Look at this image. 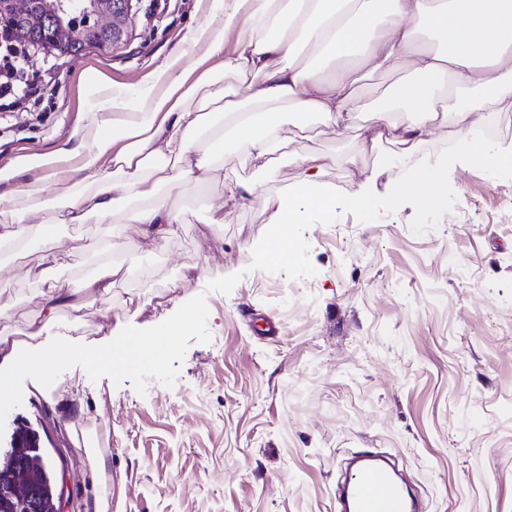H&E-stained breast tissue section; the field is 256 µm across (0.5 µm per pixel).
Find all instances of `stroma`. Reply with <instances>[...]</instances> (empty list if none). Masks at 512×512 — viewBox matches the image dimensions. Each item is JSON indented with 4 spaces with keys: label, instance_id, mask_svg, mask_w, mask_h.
Returning a JSON list of instances; mask_svg holds the SVG:
<instances>
[{
    "label": "stroma",
    "instance_id": "1",
    "mask_svg": "<svg viewBox=\"0 0 512 512\" xmlns=\"http://www.w3.org/2000/svg\"><path fill=\"white\" fill-rule=\"evenodd\" d=\"M223 25L222 0H135L120 43L76 55L40 50L49 77L42 118L0 114V167L31 152L61 161L1 184L0 199L20 202L31 181L53 196L78 165L74 132L101 117L90 95L98 74L125 94L123 118L143 115L163 62L180 56L196 75L237 51L234 35L223 34L220 56L195 37ZM282 119L280 151L245 161L226 150L214 177L165 197L181 216L165 245L114 214L126 230L113 237L112 258L124 269L107 298L46 321L30 276L39 247L0 262V333L25 349L56 337L100 346L201 294L211 334L190 340L173 387L151 379L142 395L107 377L77 388L66 372L49 387L25 380L5 433L24 425L39 434L66 487L62 512H336L344 460L361 450L393 459L422 512H512V179L455 164V206L423 234L411 230L409 205L369 223L343 214L304 234L315 276L253 271L271 213L300 180L301 156H325L322 183L348 195L378 160L360 141L370 113L347 128L291 112ZM236 183L255 186V198L206 223L207 207L222 206ZM102 230L60 228V281L97 274L89 243ZM235 273L230 294L208 291ZM91 427L93 460L75 443Z\"/></svg>",
    "mask_w": 512,
    "mask_h": 512
}]
</instances>
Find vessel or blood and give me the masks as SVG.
I'll use <instances>...</instances> for the list:
<instances>
[{
	"label": "vessel or blood",
	"instance_id": "b4317fda",
	"mask_svg": "<svg viewBox=\"0 0 512 512\" xmlns=\"http://www.w3.org/2000/svg\"><path fill=\"white\" fill-rule=\"evenodd\" d=\"M343 512H412L407 488L371 452L357 454L354 473L340 495Z\"/></svg>",
	"mask_w": 512,
	"mask_h": 512
}]
</instances>
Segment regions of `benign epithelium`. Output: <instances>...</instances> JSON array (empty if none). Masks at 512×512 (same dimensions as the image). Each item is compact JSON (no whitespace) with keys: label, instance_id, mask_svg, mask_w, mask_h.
<instances>
[{"label":"benign epithelium","instance_id":"obj_1","mask_svg":"<svg viewBox=\"0 0 512 512\" xmlns=\"http://www.w3.org/2000/svg\"><path fill=\"white\" fill-rule=\"evenodd\" d=\"M133 2L134 0H67L63 10L59 11L51 6L49 0H0V17L14 18L23 36L34 29H46L47 20H52L51 30L43 44L62 53L68 30L61 15L87 17L91 39L104 48L123 40Z\"/></svg>","mask_w":512,"mask_h":512}]
</instances>
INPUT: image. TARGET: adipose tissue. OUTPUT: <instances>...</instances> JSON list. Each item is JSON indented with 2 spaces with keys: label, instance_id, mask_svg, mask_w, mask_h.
Segmentation results:
<instances>
[{
  "label": "adipose tissue",
  "instance_id": "obj_1",
  "mask_svg": "<svg viewBox=\"0 0 512 512\" xmlns=\"http://www.w3.org/2000/svg\"><path fill=\"white\" fill-rule=\"evenodd\" d=\"M224 27L235 30L241 49L225 58L220 72L189 84L179 58L166 61L153 74L166 89L144 117L100 121L89 132L79 166L52 201H45L42 183L33 181L23 189L25 207L5 209L0 240L15 237L16 225L44 208L55 213L52 222L37 226L41 262L35 271L53 306L108 295L118 271L108 262L93 278L58 286V228L105 225L106 237L97 243L102 252L109 237L123 232L111 222L120 210L144 237L163 243L180 216L162 204V196L185 181L208 179L227 145L246 160L275 153L287 142L285 110L302 118L317 115L336 127L348 126L354 113H372L364 138L380 154L364 192L349 200L354 209L388 176L392 157L381 145L410 151L438 125L451 127L475 157L491 163L512 158V149L498 151L476 137L489 114L512 112V0H231ZM423 32L436 38V46L418 44ZM303 51L340 66L332 77H319L299 62ZM382 69L410 74L401 97L359 98L365 72ZM228 75L246 83L248 101L225 86ZM461 82L484 90V97L460 107L455 95ZM300 168L298 187L284 192L271 223L296 226L309 209L331 216L320 158H301Z\"/></svg>",
  "mask_w": 512,
  "mask_h": 512
}]
</instances>
